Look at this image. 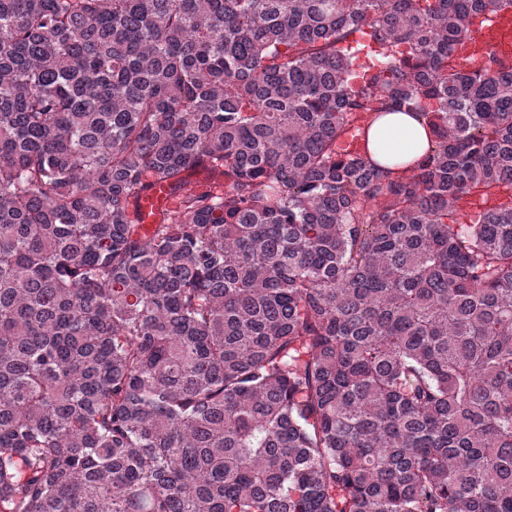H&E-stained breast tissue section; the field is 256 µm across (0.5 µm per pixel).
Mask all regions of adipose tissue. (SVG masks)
Masks as SVG:
<instances>
[{"instance_id": "1", "label": "adipose tissue", "mask_w": 512, "mask_h": 512, "mask_svg": "<svg viewBox=\"0 0 512 512\" xmlns=\"http://www.w3.org/2000/svg\"><path fill=\"white\" fill-rule=\"evenodd\" d=\"M430 134L426 126L404 112L379 117L371 126L365 147L371 160L402 170L414 164L428 149Z\"/></svg>"}]
</instances>
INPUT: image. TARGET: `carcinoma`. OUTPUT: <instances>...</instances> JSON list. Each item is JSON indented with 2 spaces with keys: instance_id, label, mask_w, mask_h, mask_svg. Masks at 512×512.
Segmentation results:
<instances>
[{
  "instance_id": "carcinoma-1",
  "label": "carcinoma",
  "mask_w": 512,
  "mask_h": 512,
  "mask_svg": "<svg viewBox=\"0 0 512 512\" xmlns=\"http://www.w3.org/2000/svg\"><path fill=\"white\" fill-rule=\"evenodd\" d=\"M506 7L0 0V512H512ZM494 49L500 56L512 58V11H502L487 24L476 29L470 38L457 47L467 68L481 65L487 50ZM388 130L399 131L405 137V145L397 156L387 154L382 147V136ZM429 143L430 134L426 126L407 113L394 112L379 117L371 126L365 147L371 160L398 171L414 164L427 151ZM172 198L166 187H158L149 198L141 202L140 212L143 217V223L146 225L154 224L157 219V212L161 205L171 204ZM480 196L470 198L469 202L462 207L455 209L448 223L455 224V226H463L464 224H477L483 214L484 205L478 201ZM477 200V201H476Z\"/></svg>"
}]
</instances>
